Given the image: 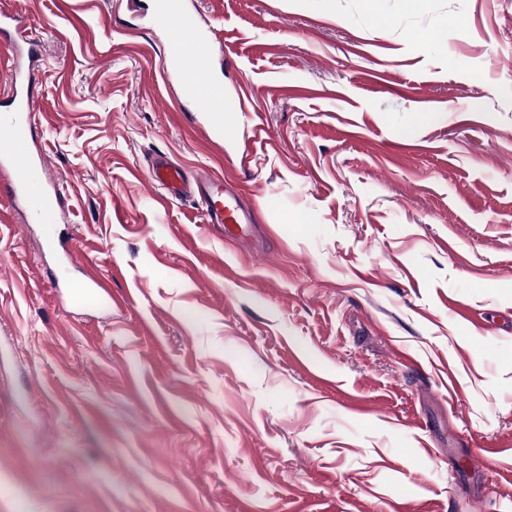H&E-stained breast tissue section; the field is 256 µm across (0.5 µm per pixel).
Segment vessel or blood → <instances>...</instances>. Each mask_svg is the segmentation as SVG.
<instances>
[{"mask_svg":"<svg viewBox=\"0 0 512 512\" xmlns=\"http://www.w3.org/2000/svg\"><path fill=\"white\" fill-rule=\"evenodd\" d=\"M150 26L166 39L167 51L159 72L174 108H181L184 101H195L199 108L195 131L211 145L223 148L224 92L212 78L211 37L200 32L184 0H157ZM37 52V45L28 44L15 14L1 7L0 64L8 65L11 82L8 110L0 114V196L6 197L13 209L26 213L32 223L41 225L47 240L52 241L58 238L59 226L66 223L67 214L57 190L60 177L33 138L38 110L36 74L24 68L22 57ZM150 180L166 186L174 195L198 191L207 223L223 225L225 236L231 238L246 234L251 217L229 192L223 178L208 174L192 184L184 168L161 160L152 167Z\"/></svg>","mask_w":512,"mask_h":512,"instance_id":"obj_1","label":"vessel or blood"}]
</instances>
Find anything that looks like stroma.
<instances>
[{
  "instance_id": "35a3bbf8",
  "label": "stroma",
  "mask_w": 512,
  "mask_h": 512,
  "mask_svg": "<svg viewBox=\"0 0 512 512\" xmlns=\"http://www.w3.org/2000/svg\"><path fill=\"white\" fill-rule=\"evenodd\" d=\"M4 2L77 266L0 202V512H512V0H186L220 151L170 110L153 0ZM82 266L118 305L51 287ZM149 173L153 184L166 186L172 195L181 193L185 196H193L186 171L181 166L160 160ZM197 190L205 210L206 223L223 224L224 235L231 238L242 237L251 224L240 200L231 194L223 177L206 174L196 181Z\"/></svg>"
}]
</instances>
